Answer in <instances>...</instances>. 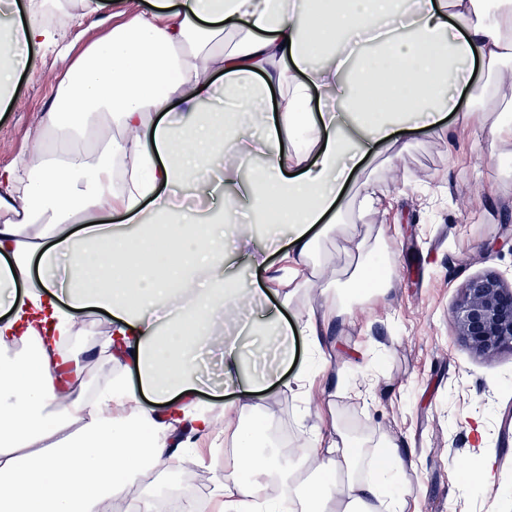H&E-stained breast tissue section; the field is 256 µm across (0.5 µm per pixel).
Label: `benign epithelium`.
Instances as JSON below:
<instances>
[{
    "instance_id": "7a95c632",
    "label": "benign epithelium",
    "mask_w": 512,
    "mask_h": 512,
    "mask_svg": "<svg viewBox=\"0 0 512 512\" xmlns=\"http://www.w3.org/2000/svg\"><path fill=\"white\" fill-rule=\"evenodd\" d=\"M458 335L477 354L512 351V281L499 272L471 278L455 308Z\"/></svg>"
}]
</instances>
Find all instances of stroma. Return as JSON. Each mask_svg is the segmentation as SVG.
I'll return each instance as SVG.
<instances>
[{"label": "stroma", "instance_id": "1", "mask_svg": "<svg viewBox=\"0 0 512 512\" xmlns=\"http://www.w3.org/2000/svg\"><path fill=\"white\" fill-rule=\"evenodd\" d=\"M51 46H33L30 67L15 81L12 108L0 107V171L15 167L43 133L58 84L91 43L111 31V9L84 14L83 0H66ZM476 74L465 90L466 111L432 131L405 135L404 149L380 147L361 171L394 197L389 214L348 213L342 228L319 237L316 259L344 270L352 242L380 238L393 269L392 286L352 306L327 332L324 355L309 361L311 390L294 384L295 369L262 392L255 407L231 415L228 426L153 474L154 493L172 480L192 487L203 512H213L222 476L214 460L229 459L234 428L265 424L257 444L282 452L315 441L319 419L337 412L364 458L390 434L414 465L397 477L408 512H512V352L491 358L473 352L457 333L454 308L466 282L489 271L512 272V139L492 137L499 114L485 105ZM112 330L107 312L88 311L76 329L84 381L112 374L98 354ZM491 466L492 483H464V474Z\"/></svg>", "mask_w": 512, "mask_h": 512}]
</instances>
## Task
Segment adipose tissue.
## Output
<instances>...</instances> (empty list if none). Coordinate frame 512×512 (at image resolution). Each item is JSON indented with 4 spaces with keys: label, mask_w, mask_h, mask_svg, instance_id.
Wrapping results in <instances>:
<instances>
[{
    "label": "adipose tissue",
    "mask_w": 512,
    "mask_h": 512,
    "mask_svg": "<svg viewBox=\"0 0 512 512\" xmlns=\"http://www.w3.org/2000/svg\"><path fill=\"white\" fill-rule=\"evenodd\" d=\"M454 6L450 14L443 0H152L74 62L47 114L49 137L0 172V512H102L214 431L215 412L197 408L199 357L216 315L266 293L224 271L226 223L241 199L265 204L270 231L262 249L241 237L235 259L267 267L288 231L289 282L331 302L299 310L283 294L268 336L251 342L261 373L243 374L240 347L225 344L224 380L240 387L230 409L253 410L279 381L292 336L322 353L326 326L365 296L382 249L354 243L351 271L338 280L313 260L315 225L347 199L361 210L389 207L371 182L354 186V170L398 133L435 129L441 113L462 111L465 63L512 80V0ZM228 23L243 32L230 50ZM54 39L49 27L13 24L0 90L29 66L14 48ZM220 90L229 106L203 116ZM372 97L379 110L365 108ZM318 98L334 109L314 110ZM109 122L120 135H103ZM219 122L230 141L216 138ZM78 132L101 153L75 146ZM256 157L261 165L244 169ZM150 213L167 221L140 236ZM92 308L112 313L101 350L120 378L89 399L76 391L79 361L63 340ZM143 395L161 410L141 405ZM326 427L325 445L296 468L240 433L224 512H278L267 494L274 479L301 512H404L391 484L409 459L394 440L380 439L387 469L363 479L355 441L337 418Z\"/></svg>",
    "instance_id": "obj_1"
}]
</instances>
